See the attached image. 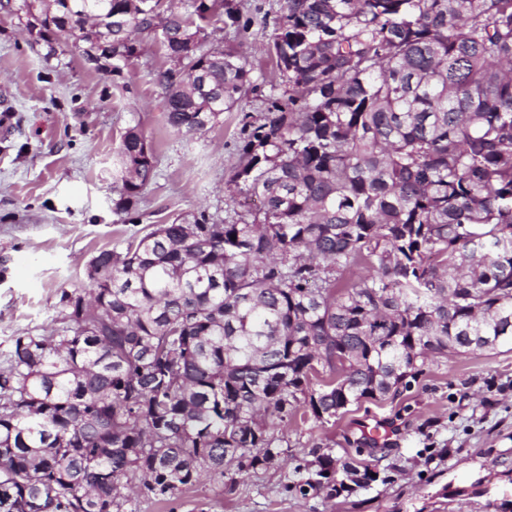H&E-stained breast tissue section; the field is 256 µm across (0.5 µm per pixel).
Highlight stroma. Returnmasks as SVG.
<instances>
[{"label":"stroma","instance_id":"obj_1","mask_svg":"<svg viewBox=\"0 0 512 512\" xmlns=\"http://www.w3.org/2000/svg\"><path fill=\"white\" fill-rule=\"evenodd\" d=\"M19 3L0 0V357L14 336L53 329L61 289L85 283L98 251L123 249L151 224L233 214L224 184L239 162L242 113L266 111L273 98L263 16L281 0H234L238 23L213 33L224 50L245 52L252 84L201 133L166 122L154 73L169 61L158 40L140 35L139 56L113 76L31 37ZM134 125L153 147L157 176L120 213L116 151ZM376 424L398 431L373 443L364 428ZM279 434L287 448L267 467L232 483L202 475L178 499L144 501L138 512H494L492 501L512 488V346L436 356L410 388L329 423L297 414ZM325 448L369 466L376 481L332 499L286 491L296 466Z\"/></svg>","mask_w":512,"mask_h":512}]
</instances>
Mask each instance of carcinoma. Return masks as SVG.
<instances>
[{
    "label": "carcinoma",
    "instance_id": "carcinoma-1",
    "mask_svg": "<svg viewBox=\"0 0 512 512\" xmlns=\"http://www.w3.org/2000/svg\"><path fill=\"white\" fill-rule=\"evenodd\" d=\"M216 0H22L45 42L112 5V73L154 33L170 127L204 131L251 82L207 42ZM286 103L241 119L217 224H151L90 260L58 326L0 360V512H135L205 473L256 470L302 408L328 422L407 388L430 356L512 345V0H283L265 45ZM129 210L154 181L118 148ZM361 264L365 273L347 280ZM290 485L376 481L332 449Z\"/></svg>",
    "mask_w": 512,
    "mask_h": 512
}]
</instances>
